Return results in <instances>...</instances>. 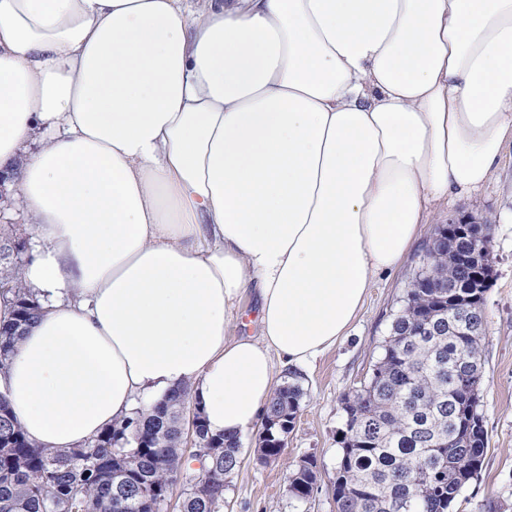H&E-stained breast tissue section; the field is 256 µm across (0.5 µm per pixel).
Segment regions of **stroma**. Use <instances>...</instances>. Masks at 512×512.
I'll use <instances>...</instances> for the list:
<instances>
[{
  "mask_svg": "<svg viewBox=\"0 0 512 512\" xmlns=\"http://www.w3.org/2000/svg\"><path fill=\"white\" fill-rule=\"evenodd\" d=\"M469 214L489 219L493 238L486 293L483 380L479 412L487 449L478 481L457 498L453 512H512V145L503 147L502 168L477 196L449 205L429 217L420 239L402 263L376 277L348 336L296 374L281 372L279 382L295 378L304 397L282 457L262 463L258 433L242 444L243 463L227 477L222 512H336L331 482L345 428L342 399L361 387L383 354L394 315L436 225ZM317 463L318 489L307 499L292 496L288 476L300 460Z\"/></svg>",
  "mask_w": 512,
  "mask_h": 512,
  "instance_id": "obj_1",
  "label": "stroma"
}]
</instances>
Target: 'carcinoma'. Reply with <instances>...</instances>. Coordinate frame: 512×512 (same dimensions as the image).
Returning <instances> with one entry per match:
<instances>
[{"label": "carcinoma", "instance_id": "carcinoma-1", "mask_svg": "<svg viewBox=\"0 0 512 512\" xmlns=\"http://www.w3.org/2000/svg\"><path fill=\"white\" fill-rule=\"evenodd\" d=\"M16 253L0 258L12 284L13 322L0 327V366L19 330L41 312L20 270L26 243L1 237ZM488 259L470 236L426 248L381 358L366 383L344 397L342 453L332 482L336 512H449L479 478L487 434L478 412L482 370L456 375L461 357L481 363ZM304 392L290 382L271 398L263 423L265 463L277 461L294 429ZM185 389L139 409L92 443L65 453L28 442L0 394V512H165L170 487L183 482L180 512H221L226 477L241 466V444L198 422L188 452L182 414ZM196 461L195 470L190 463ZM316 463L304 460L290 491L309 498Z\"/></svg>", "mask_w": 512, "mask_h": 512}]
</instances>
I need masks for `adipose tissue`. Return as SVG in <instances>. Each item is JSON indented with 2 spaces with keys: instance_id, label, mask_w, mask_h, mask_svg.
<instances>
[{
  "instance_id": "adipose-tissue-1",
  "label": "adipose tissue",
  "mask_w": 512,
  "mask_h": 512,
  "mask_svg": "<svg viewBox=\"0 0 512 512\" xmlns=\"http://www.w3.org/2000/svg\"><path fill=\"white\" fill-rule=\"evenodd\" d=\"M508 140L512 0H0L43 308L0 368L26 438L84 445L187 386L244 439ZM251 290L260 333L229 338Z\"/></svg>"
}]
</instances>
